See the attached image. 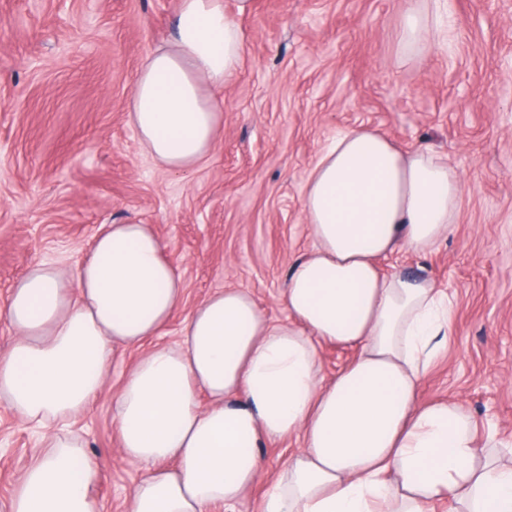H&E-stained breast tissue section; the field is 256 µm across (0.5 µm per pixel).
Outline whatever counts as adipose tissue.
Here are the masks:
<instances>
[{
  "mask_svg": "<svg viewBox=\"0 0 512 512\" xmlns=\"http://www.w3.org/2000/svg\"><path fill=\"white\" fill-rule=\"evenodd\" d=\"M179 0L170 42L147 54L128 117L169 172L209 158L224 122L218 91L237 73L236 15L252 0ZM434 4L409 10L404 54L431 43ZM464 194L436 151L400 149L369 126L336 137L314 164L302 212L315 244L289 267L273 322L252 294L227 288L194 309L182 338L147 351L116 400L119 453L143 467L125 512H512V465L477 467L475 420L451 400L419 404L421 374L448 340L450 306L435 283L382 272L381 258L423 254L452 232ZM183 283L151 225L106 224L75 276L39 263L17 279L0 315L15 330L0 354V400L42 427L43 453L23 472L10 512H97L96 469L68 429L102 387L116 347L143 344L170 321ZM357 358L321 374L320 343ZM208 406H201L200 395ZM301 438L266 477L262 450Z\"/></svg>",
  "mask_w": 512,
  "mask_h": 512,
  "instance_id": "obj_1",
  "label": "adipose tissue"
}]
</instances>
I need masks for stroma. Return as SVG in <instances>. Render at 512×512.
Returning <instances> with one entry per match:
<instances>
[{
  "mask_svg": "<svg viewBox=\"0 0 512 512\" xmlns=\"http://www.w3.org/2000/svg\"><path fill=\"white\" fill-rule=\"evenodd\" d=\"M414 4L254 0L239 20L242 66L220 93L223 133L181 175L139 147L127 119L141 60L165 45L177 0H0V304L34 264L75 273L102 225L136 222L153 225L184 283L152 344L176 343L196 305L224 288L285 320L286 272L315 244L306 178L337 135L372 126L446 156L464 184L448 239L380 262L431 278L453 304L418 400L457 401L480 433L512 439V0H446L435 20L445 42L405 59L397 33ZM144 352L118 348L71 421L98 473V512H124L141 477L119 456L113 415ZM40 438L0 401V512Z\"/></svg>",
  "mask_w": 512,
  "mask_h": 512,
  "instance_id": "obj_1",
  "label": "stroma"
}]
</instances>
